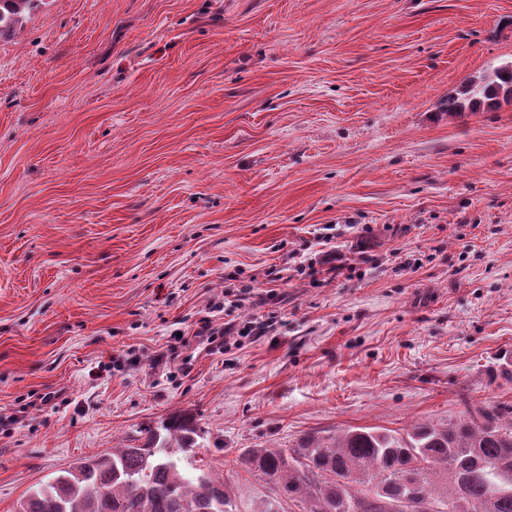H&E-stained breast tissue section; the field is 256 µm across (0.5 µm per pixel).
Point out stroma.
<instances>
[{"label":"stroma","mask_w":512,"mask_h":512,"mask_svg":"<svg viewBox=\"0 0 512 512\" xmlns=\"http://www.w3.org/2000/svg\"><path fill=\"white\" fill-rule=\"evenodd\" d=\"M511 60L512 0H46L0 35V512L174 411L255 512L244 449L512 406V102L442 109ZM244 282L274 327L211 351ZM256 289L251 284H243L238 288H226L224 300H214L210 304L211 312H223L224 316H230L236 311L248 310L257 303Z\"/></svg>","instance_id":"1"}]
</instances>
